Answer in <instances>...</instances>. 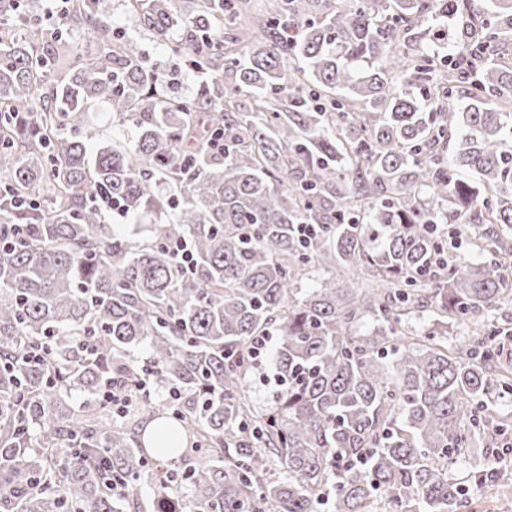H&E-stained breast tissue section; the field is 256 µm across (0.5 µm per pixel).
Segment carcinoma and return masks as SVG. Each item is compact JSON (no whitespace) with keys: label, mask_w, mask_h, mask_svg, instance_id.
Segmentation results:
<instances>
[{"label":"carcinoma","mask_w":512,"mask_h":512,"mask_svg":"<svg viewBox=\"0 0 512 512\" xmlns=\"http://www.w3.org/2000/svg\"><path fill=\"white\" fill-rule=\"evenodd\" d=\"M32 2L0 0V512H142L145 484L160 512H476L448 479L473 452L512 512L487 477L512 441V326L488 322L512 308V0H278L249 41L247 0H129L179 33L167 68L95 0L61 26ZM99 106L134 136L101 141ZM467 231L479 261L436 265ZM323 256L366 280L297 287ZM273 331L260 408L245 355ZM116 382L168 398L118 416Z\"/></svg>","instance_id":"carcinoma-1"}]
</instances>
